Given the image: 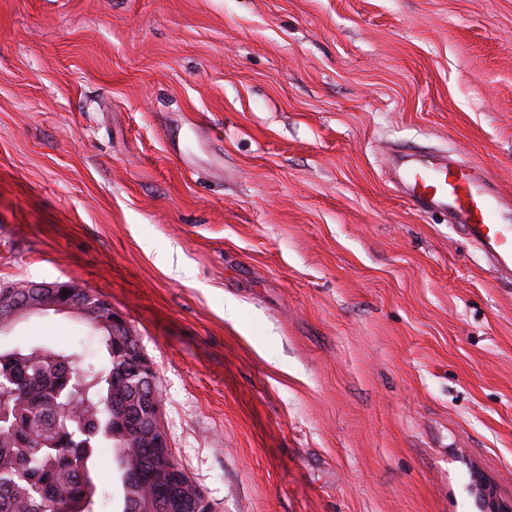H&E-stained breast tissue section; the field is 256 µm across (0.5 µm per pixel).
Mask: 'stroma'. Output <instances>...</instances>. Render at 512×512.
<instances>
[{"mask_svg":"<svg viewBox=\"0 0 512 512\" xmlns=\"http://www.w3.org/2000/svg\"><path fill=\"white\" fill-rule=\"evenodd\" d=\"M403 143L512 200V0H0V284L111 302L214 512L512 500V280ZM22 343L107 364L68 313ZM472 487L478 493L479 501L481 504V512H511L512 502H504L497 496L494 488L486 483L479 475L473 474L471 476Z\"/></svg>","mask_w":512,"mask_h":512,"instance_id":"obj_1","label":"stroma"}]
</instances>
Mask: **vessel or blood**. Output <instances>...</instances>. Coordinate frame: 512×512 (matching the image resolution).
I'll return each mask as SVG.
<instances>
[{
    "instance_id": "obj_1",
    "label": "vessel or blood",
    "mask_w": 512,
    "mask_h": 512,
    "mask_svg": "<svg viewBox=\"0 0 512 512\" xmlns=\"http://www.w3.org/2000/svg\"><path fill=\"white\" fill-rule=\"evenodd\" d=\"M393 160V178L417 210L446 213L490 264L512 278V204L486 170L413 149Z\"/></svg>"
}]
</instances>
